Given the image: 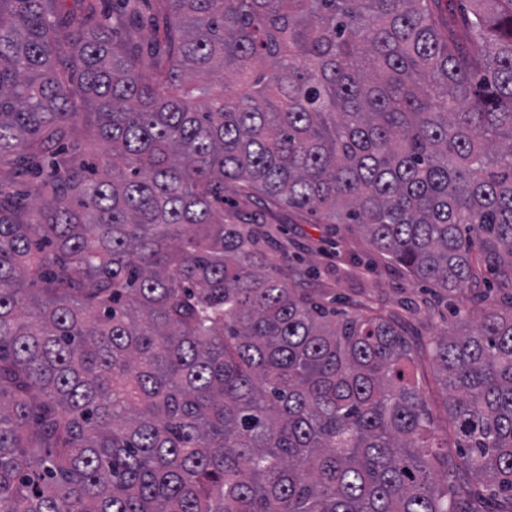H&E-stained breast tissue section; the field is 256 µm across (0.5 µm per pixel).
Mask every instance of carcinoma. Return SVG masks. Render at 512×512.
Instances as JSON below:
<instances>
[{
  "instance_id": "obj_1",
  "label": "carcinoma",
  "mask_w": 512,
  "mask_h": 512,
  "mask_svg": "<svg viewBox=\"0 0 512 512\" xmlns=\"http://www.w3.org/2000/svg\"><path fill=\"white\" fill-rule=\"evenodd\" d=\"M78 2L0 0V512H512V0ZM226 183L460 297L454 448ZM113 0H94L98 11L100 13L104 11H108L112 16V6L114 10V17H120L122 19H118L117 31L119 37L125 41L129 38L130 34L136 35L142 39L150 38V32L148 28H144L136 33V31L128 29L126 27V19L128 16V11L133 9L140 15L150 16L155 10V2L154 0H130V1H114ZM113 3V5H112ZM127 13V16H126Z\"/></svg>"
}]
</instances>
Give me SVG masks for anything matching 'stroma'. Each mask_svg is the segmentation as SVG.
Instances as JSON below:
<instances>
[{"label":"stroma","instance_id":"1","mask_svg":"<svg viewBox=\"0 0 512 512\" xmlns=\"http://www.w3.org/2000/svg\"><path fill=\"white\" fill-rule=\"evenodd\" d=\"M265 217L274 238L316 269L308 287L334 289L337 300L346 304L372 301L399 313L417 344L454 322L455 302L432 299L426 284L390 265L363 237L345 230L332 233L317 217L285 207L267 206Z\"/></svg>","mask_w":512,"mask_h":512}]
</instances>
